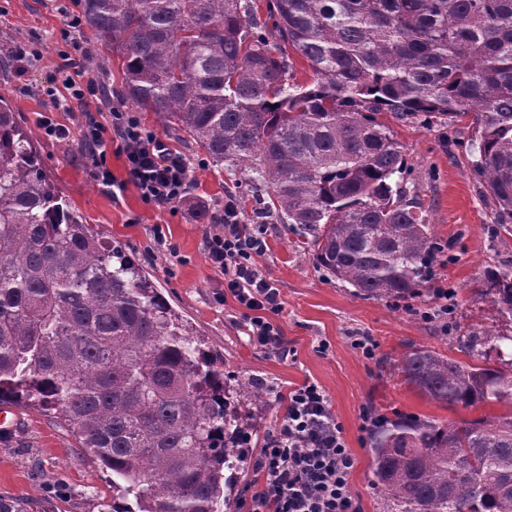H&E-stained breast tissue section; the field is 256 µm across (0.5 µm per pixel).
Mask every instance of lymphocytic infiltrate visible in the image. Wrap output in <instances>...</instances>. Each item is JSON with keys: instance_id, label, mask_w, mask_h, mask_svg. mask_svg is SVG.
I'll return each mask as SVG.
<instances>
[{"instance_id": "1", "label": "lymphocytic infiltrate", "mask_w": 512, "mask_h": 512, "mask_svg": "<svg viewBox=\"0 0 512 512\" xmlns=\"http://www.w3.org/2000/svg\"><path fill=\"white\" fill-rule=\"evenodd\" d=\"M67 65L69 74L50 93L58 110L81 112L79 144L91 159L98 185L106 191L116 185L106 158L115 137L142 201L158 207L180 203L187 193L190 160L134 113L114 107L109 117H102L90 106L96 89L84 78L82 59H68ZM240 214L235 200L225 202L223 216L205 231L207 256L224 277L225 293L243 310L249 342L284 359L288 342L275 319L282 310L280 292L256 264L267 249V231L260 224L242 223ZM255 468L262 485L243 495L238 512H359L350 486L354 456L317 383L307 381L289 391L286 414Z\"/></svg>"}]
</instances>
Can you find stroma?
Returning a JSON list of instances; mask_svg holds the SVG:
<instances>
[{
    "mask_svg": "<svg viewBox=\"0 0 512 512\" xmlns=\"http://www.w3.org/2000/svg\"><path fill=\"white\" fill-rule=\"evenodd\" d=\"M73 8V0H0V58L9 63L0 70V93L35 130L46 176L105 242L125 246L205 349L223 357L230 378L250 377L260 384L266 403L257 413L254 450L264 448L284 416L289 390L307 380L316 382L325 390L355 457L350 483L360 512H387L389 504L372 482L365 414L456 422L475 416L473 410L418 393L391 372L389 358L407 343L453 357L455 337L465 335L471 325L512 329V318L496 316L480 295L484 271L512 261V233L497 228L494 203L471 175V117L424 125L399 120L388 111L377 116L404 144L415 191L433 235L445 247L437 280L452 292L450 318H424V311L436 302L430 294L392 303L356 295L317 268L288 225L273 220L268 224V250L257 264L280 292L282 310L276 320L292 350L284 360L249 343L234 300L217 303L224 278L206 255V227L199 220L203 210L215 217L223 214L230 196L238 199L242 219H249L256 196L265 192L252 173L214 167L205 163L201 148L170 138L171 147L195 165L186 198L157 208L141 200L116 149H109L107 163L123 189L113 196L97 185L76 139L58 140L39 130L40 113L55 110L47 89L52 80L62 78L64 54L76 44L86 52L87 77L107 90L98 107L122 103L121 57L100 52L86 27L67 29ZM19 45L27 47L28 61H11ZM158 226L166 237L162 246L154 239ZM360 336L376 343L374 358L354 348ZM14 411L15 426L0 430V498L32 504L35 512H107L112 506V473L80 448L64 419L55 410L25 402L15 404Z\"/></svg>",
    "mask_w": 512,
    "mask_h": 512,
    "instance_id": "35a3bbf8",
    "label": "stroma"
}]
</instances>
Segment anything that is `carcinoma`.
<instances>
[{
  "label": "carcinoma",
  "mask_w": 512,
  "mask_h": 512,
  "mask_svg": "<svg viewBox=\"0 0 512 512\" xmlns=\"http://www.w3.org/2000/svg\"><path fill=\"white\" fill-rule=\"evenodd\" d=\"M84 25L123 59L122 97L246 168L316 266L367 299L429 288L444 246L404 146L376 115L475 125L473 178L512 222V0H81ZM273 28L279 43L265 36ZM308 63L296 81L289 51ZM482 296L512 315V263ZM463 361L408 345L393 371L433 401L509 411L445 422L384 418L373 483L397 512H512V333L474 326ZM50 407L112 471L136 510L230 508L264 401L227 383L187 323L117 244L47 179L37 139L0 94V404Z\"/></svg>",
  "instance_id": "cac0c4a2"
}]
</instances>
